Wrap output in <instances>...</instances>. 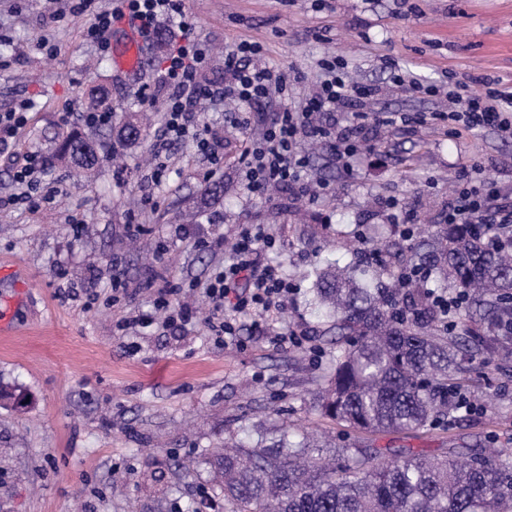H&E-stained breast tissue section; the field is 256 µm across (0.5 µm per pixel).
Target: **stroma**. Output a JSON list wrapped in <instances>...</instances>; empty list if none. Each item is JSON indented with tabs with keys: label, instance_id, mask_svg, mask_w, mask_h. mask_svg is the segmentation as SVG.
<instances>
[{
	"label": "stroma",
	"instance_id": "35a3bbf8",
	"mask_svg": "<svg viewBox=\"0 0 512 512\" xmlns=\"http://www.w3.org/2000/svg\"><path fill=\"white\" fill-rule=\"evenodd\" d=\"M193 35L209 49L203 79L223 82L234 43L259 42L267 62L305 73L289 86L294 107L320 78L321 60L343 59L352 83L377 88L365 100L367 141L349 165L329 142L299 149L317 197L280 189L252 192L234 159L242 140L258 137L274 110L255 109L236 124L227 103L189 104L196 124L224 142V168L201 177L192 140L155 157L163 101L139 104L143 88L160 83L170 48L163 37L143 48L138 72L117 71L111 55L81 37L87 17L56 16L49 0H0V113L30 104L21 147L52 153L59 135L83 132L76 113L89 106V63L112 93V124L95 129L103 159L85 188L69 168L54 165L42 183L57 190L38 213L18 204L0 212V266L16 267L22 287L0 278V312L14 331L0 335V382L28 394L20 410L0 406V512H181L190 500L201 512H224V498L206 458L241 434L254 409L267 424L286 423L328 440L345 427L323 418L313 397L324 387L333 347L310 305L313 266L348 264L343 240L378 237L394 251L410 243L387 200L413 212L417 226H445L448 202L463 167L494 183L512 210V139L484 128L457 135L441 112L445 97L395 86L389 63L423 83L461 81L483 94L481 77L512 86V0H189ZM49 48H41V38ZM148 122L133 144H118L123 107ZM400 112L409 124L388 123ZM165 162L167 185L151 172ZM123 168L115 177V168ZM153 198L156 208L143 207ZM140 231H132L130 217ZM262 227L274 244L259 247L258 265L277 264L291 292L263 327L240 317V344L219 342L206 321L201 290L231 256L243 225ZM207 238L211 246L196 245ZM120 291H113V279ZM188 304L190 325H165L153 308L168 289ZM127 328H119L122 319ZM299 344L280 345L283 327ZM475 408L448 428L374 435L378 448L440 456L495 434L512 442V362L494 361L469 380Z\"/></svg>",
	"mask_w": 512,
	"mask_h": 512
}]
</instances>
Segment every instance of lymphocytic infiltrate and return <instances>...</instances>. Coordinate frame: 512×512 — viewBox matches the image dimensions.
I'll list each match as a JSON object with an SVG mask.
<instances>
[{"instance_id": "1", "label": "lymphocytic infiltrate", "mask_w": 512, "mask_h": 512, "mask_svg": "<svg viewBox=\"0 0 512 512\" xmlns=\"http://www.w3.org/2000/svg\"><path fill=\"white\" fill-rule=\"evenodd\" d=\"M94 2L64 0V8L73 15L90 14L91 20L83 28L82 38L102 52L109 49L112 21L118 16L127 14L136 19L148 42L159 37L161 18L177 22L181 40L171 46L165 58L166 66L161 78L167 89V104L163 136L156 143L154 151L162 153L169 143L192 137L197 151L210 160L206 178H213L221 171L223 144L209 137L207 131L193 128L187 110L188 102L195 99H232L250 108L284 95L290 84L301 79L300 73L293 68L263 64L262 46L244 39L237 42L227 56L224 83L216 85L203 81L207 50L204 44L191 37L194 23L187 0H118L116 6L108 10L94 9ZM320 67L325 77L317 84L302 110L281 107L260 138L243 142L235 162L242 169L248 188L300 187L307 160L300 153L298 144L307 137L326 136L327 131L320 125L318 117L340 106L351 108L352 122L337 133L336 154L343 159L356 153L359 136L368 116L356 110L355 103L376 95L377 90L370 86L350 84L344 65L336 61L323 60ZM481 82L486 92L479 97L463 96L462 86L458 83L448 90V99L456 106L455 111L449 112V120L460 123L468 132L492 127L501 135L512 138V89L500 86L487 76L482 77ZM48 163V157L38 151L26 152L17 160L13 180L19 191L5 198L0 197L1 212L22 203L30 212L36 213L54 200V191L41 189L36 178ZM492 195V189L483 183L460 189L448 206L449 223L480 224L493 240L503 239L506 225L512 223V211L492 208ZM268 242L269 236L263 229H242L235 262L217 269L205 288L212 305L215 330L225 342L236 341L239 314L249 312L269 317L289 292L288 282L277 267H258L251 258L253 251ZM243 281L249 284L244 294L238 291V285Z\"/></svg>"}]
</instances>
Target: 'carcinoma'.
Wrapping results in <instances>:
<instances>
[{
  "mask_svg": "<svg viewBox=\"0 0 512 512\" xmlns=\"http://www.w3.org/2000/svg\"><path fill=\"white\" fill-rule=\"evenodd\" d=\"M90 104L112 108L104 85L92 87ZM98 149L93 137L68 135L54 158L90 178ZM425 245L438 293L405 281L401 266L314 269L312 304L336 333L328 388L314 399L322 415L370 435L446 427L469 404L467 376L499 349L512 354V241L448 224L411 247ZM383 275L394 287H382ZM486 332L498 336L488 357L479 350ZM246 432L213 456L227 512H512V448H491L493 436L460 461L454 449L429 459L331 447L264 420Z\"/></svg>",
  "mask_w": 512,
  "mask_h": 512,
  "instance_id": "carcinoma-1",
  "label": "carcinoma"
}]
</instances>
